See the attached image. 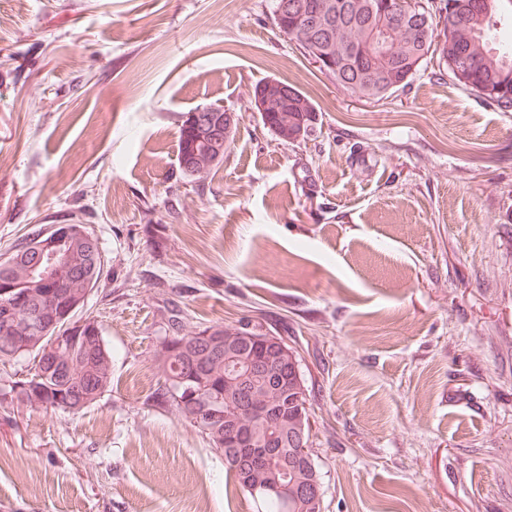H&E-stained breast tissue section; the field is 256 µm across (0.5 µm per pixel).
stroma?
I'll list each match as a JSON object with an SVG mask.
<instances>
[{
    "label": "stroma",
    "instance_id": "1",
    "mask_svg": "<svg viewBox=\"0 0 512 512\" xmlns=\"http://www.w3.org/2000/svg\"><path fill=\"white\" fill-rule=\"evenodd\" d=\"M316 108L284 144L249 104ZM239 117L199 192L188 112ZM83 224L112 389L72 415L0 397V512H256L197 427L148 406L168 305L276 331L313 389L322 512H512V113L420 72L374 102L272 0H0V254ZM267 92V99L276 98L270 108L259 101L257 93ZM250 106L260 112L263 127L285 143L308 139L313 132L315 108L312 102L297 88L276 78L257 82L250 95ZM300 140V141H298ZM190 113H188V117L184 121L182 128L180 129L179 136V162L180 167L185 175V177L189 178V182H195V180H199L205 174L210 173V171L219 163H214L215 152L213 153H203L200 151L199 146H196L198 149V153H194V143L199 137L200 134L205 133L201 128H196L195 125L191 123ZM185 154L188 156L187 167L181 166V156Z\"/></svg>",
    "mask_w": 512,
    "mask_h": 512
}]
</instances>
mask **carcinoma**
<instances>
[{
	"instance_id": "cac0c4a2",
	"label": "carcinoma",
	"mask_w": 512,
	"mask_h": 512,
	"mask_svg": "<svg viewBox=\"0 0 512 512\" xmlns=\"http://www.w3.org/2000/svg\"><path fill=\"white\" fill-rule=\"evenodd\" d=\"M314 4H327V12L334 17L332 31L313 39L303 23L292 24L288 15L275 21L277 28L299 46L303 54L318 52L332 58L334 67L321 69L336 84L351 92L382 101L393 93L408 87L417 73L429 61L435 59L437 68L431 71L436 80L444 76L452 78L464 90L475 95L499 112H512V50L488 47L494 38V30L503 0H471L467 6L461 0H424L419 11L407 20L406 27L394 32L389 54L379 62L378 77L372 79L359 70L357 61L348 53V47L367 41L373 28L381 23L378 2L380 0H311ZM448 31L446 41H435L438 26ZM267 93L273 100L271 107L260 113L263 127L278 140L290 143L309 138L313 132L315 108L312 102L297 88L276 78L256 83L250 95V106L258 109L257 93ZM203 130L186 118L179 136V154L188 156V166L182 168L189 182H194L214 168L213 153L194 152V143ZM50 225L33 228L11 246V254L0 260V303L11 302L17 288L25 294L16 304L15 313L19 324L26 331L17 333L0 320V363L16 362L28 355L32 357L29 373L18 379L8 380L9 392L14 399L32 410L68 412L78 414L99 401L112 387V353L104 340L102 328L87 308L88 296L101 287L108 277V259L101 244L89 246L78 238L69 245L71 263L57 283L41 280L34 267L39 261L32 243L48 230ZM70 308L66 318L70 325L82 324L81 338L70 350H64L51 362L45 358L47 349L54 347L61 332L49 327V310ZM173 335L164 337L157 351L155 363L160 374L157 387L151 394L153 405L170 409L178 417L185 418L176 403L170 378L175 375L173 363L165 357L167 344H182L184 350L178 361L193 362L196 374L205 382L207 390L200 396L199 405L209 404L212 397L221 398L224 409L243 408L236 418L243 421L242 428L261 435L266 428L250 423L243 403L244 391L252 386L260 390L255 403L263 405L264 398H276V391H263L262 377L236 385H224V354L229 350H245L265 361L276 362L275 350L262 344H240L247 335L260 336L272 342L273 331H262L247 324L213 325L205 331L224 339V349L215 353L199 341L198 332L185 329L180 314L171 315ZM296 368H288V381L300 386L298 401L288 403L279 435L283 441L280 453L293 457V468L288 478H283L279 465L271 460H257L246 456L236 448L219 447L217 432L208 425L199 426L212 447L224 456L227 470L237 483H242L241 473L252 475V481L264 485L279 480L288 483V496L265 495L255 501L257 512H322L323 499L316 498L312 486L323 491L321 472L312 449L300 454L294 438L297 433L310 428L311 410L307 379L301 367V359L295 358Z\"/></svg>"
}]
</instances>
